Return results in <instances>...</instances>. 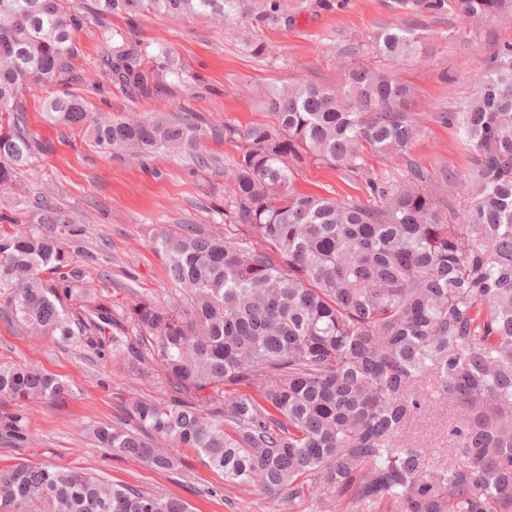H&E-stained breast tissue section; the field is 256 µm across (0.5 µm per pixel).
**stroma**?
I'll return each mask as SVG.
<instances>
[{
	"label": "stroma",
	"instance_id": "1",
	"mask_svg": "<svg viewBox=\"0 0 512 512\" xmlns=\"http://www.w3.org/2000/svg\"><path fill=\"white\" fill-rule=\"evenodd\" d=\"M292 6L294 23L260 30L243 19L218 26L199 17L172 20L152 12L131 24L113 19V26L131 40L165 44L182 64L184 83L163 100H140L109 83L94 90L110 45L95 19L86 18L74 61L83 80L67 89L83 96L94 112L124 116L189 110L215 122L244 125L267 120L262 104L269 89L301 83L336 86L346 66L369 64L395 71L415 90L421 133L412 148L414 160L433 174L466 167L456 128L440 123L437 114L474 95L475 75L487 68L498 45L512 42V21H465L423 0H410L405 7L399 0H325L321 5L293 0ZM395 27L423 35L419 55L394 60L380 55L378 33ZM257 40L266 45L264 55L251 51ZM51 94V89L37 88L26 97L29 126L50 149L23 167L9 196L15 218L36 223V203L45 198L87 225L89 232L78 247L95 260L85 265L82 285L114 307H124L137 293L178 301L163 260L149 245L152 229L195 224L223 230L224 183L235 146L205 141V151L221 160L209 170L167 154L116 157L94 147L80 127L43 121V103ZM295 184L302 192L341 198L363 194L358 177L320 163L300 169ZM0 360L57 374L73 390L63 402L22 406V433L0 431V469L20 463L79 467L146 493L181 497L192 512H288L287 503H271L247 488L225 484L223 474L191 450H181L182 467L160 472L96 445L92 426L119 417L123 401L166 398L167 385L152 365L135 372L112 354L54 343L1 316Z\"/></svg>",
	"mask_w": 512,
	"mask_h": 512
}]
</instances>
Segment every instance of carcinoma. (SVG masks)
Masks as SVG:
<instances>
[{
  "mask_svg": "<svg viewBox=\"0 0 512 512\" xmlns=\"http://www.w3.org/2000/svg\"><path fill=\"white\" fill-rule=\"evenodd\" d=\"M465 20L512 18V0H431ZM173 20L292 22L287 0H93L115 39L107 79L138 99L182 83L168 47L127 40L108 25L146 11ZM85 16L74 0H0V190L46 143L28 128V92L72 76ZM383 55H415L407 28L379 34ZM413 89L364 64L336 88L268 91L270 121L218 124L188 112L114 117L65 92L46 118L77 125L97 147L169 153L208 169L206 140L233 144L224 234L158 225L151 245L185 303L137 294L126 307L80 285L88 233L41 205L40 225L0 214V310L42 335L138 370L158 366L173 394L128 402L130 420L101 422L102 448L155 470L208 459L229 485L306 512L344 498L355 512H512V43L476 93L440 122L455 127L468 168L436 176L413 163L399 180L368 157H410L420 134ZM319 161L362 180L365 199L305 194L299 169ZM84 307L72 315V303ZM57 376L0 362V403L62 400ZM453 414L448 459L401 439L432 405ZM0 512H190L177 496L144 494L63 467L0 470Z\"/></svg>",
  "mask_w": 512,
  "mask_h": 512,
  "instance_id": "cac0c4a2",
  "label": "carcinoma"
}]
</instances>
